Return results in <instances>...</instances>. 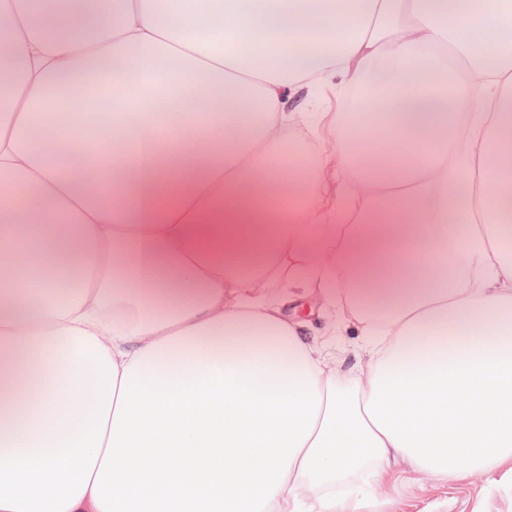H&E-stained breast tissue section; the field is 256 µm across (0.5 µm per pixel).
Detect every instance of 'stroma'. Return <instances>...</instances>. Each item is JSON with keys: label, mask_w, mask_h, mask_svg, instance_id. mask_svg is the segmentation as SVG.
<instances>
[{"label": "stroma", "mask_w": 512, "mask_h": 512, "mask_svg": "<svg viewBox=\"0 0 512 512\" xmlns=\"http://www.w3.org/2000/svg\"><path fill=\"white\" fill-rule=\"evenodd\" d=\"M294 141L306 151L319 146L323 161L314 169L304 163L299 170H285L284 178L316 171L325 185L328 203H335L340 157L331 131L298 134ZM288 317L301 325L310 341L321 340L328 328H335L337 336L328 344V370L342 383L357 379L360 338L345 309L327 306L313 290L289 308ZM332 491L343 498L344 512H512V461L505 462L493 476L469 469L455 482L436 479L403 461L391 463L380 473L364 464L341 476Z\"/></svg>", "instance_id": "stroma-1"}]
</instances>
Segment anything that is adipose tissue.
Listing matches in <instances>:
<instances>
[{
  "label": "adipose tissue",
  "instance_id": "1",
  "mask_svg": "<svg viewBox=\"0 0 512 512\" xmlns=\"http://www.w3.org/2000/svg\"><path fill=\"white\" fill-rule=\"evenodd\" d=\"M0 512H298L512 458V0H0ZM334 135L332 223L275 144ZM283 277L346 304L343 388ZM337 100L336 95L332 92L326 91L318 95L315 99L310 101L308 95L302 93L298 99H294L289 104V109H298L301 111L316 110L317 112H335L336 113Z\"/></svg>",
  "mask_w": 512,
  "mask_h": 512
}]
</instances>
